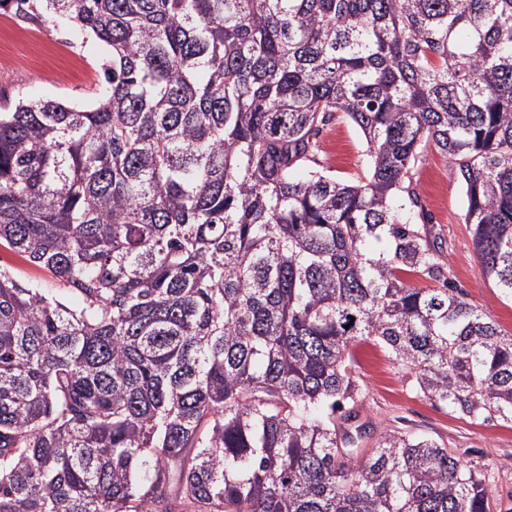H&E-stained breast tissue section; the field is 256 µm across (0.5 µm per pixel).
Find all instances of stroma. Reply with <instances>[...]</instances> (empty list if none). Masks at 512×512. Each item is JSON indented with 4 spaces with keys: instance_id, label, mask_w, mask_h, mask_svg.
I'll return each instance as SVG.
<instances>
[{
    "instance_id": "35a3bbf8",
    "label": "stroma",
    "mask_w": 512,
    "mask_h": 512,
    "mask_svg": "<svg viewBox=\"0 0 512 512\" xmlns=\"http://www.w3.org/2000/svg\"><path fill=\"white\" fill-rule=\"evenodd\" d=\"M106 47L79 29L47 19L31 21L0 8V94L19 100L58 99L83 109L104 86ZM325 175L339 182L363 178L365 144L348 119L337 118L319 136ZM420 201L439 237L449 281L467 301L512 334V299L484 279L471 227L463 221L464 194L447 156L429 149L414 176ZM359 422L375 433L402 431L444 444L489 480L502 512H512V424L473 421L433 405L411 386L405 371L372 342L352 350Z\"/></svg>"
}]
</instances>
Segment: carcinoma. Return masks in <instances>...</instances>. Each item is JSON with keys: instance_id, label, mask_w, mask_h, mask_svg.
<instances>
[{"instance_id": "carcinoma-1", "label": "carcinoma", "mask_w": 512, "mask_h": 512, "mask_svg": "<svg viewBox=\"0 0 512 512\" xmlns=\"http://www.w3.org/2000/svg\"><path fill=\"white\" fill-rule=\"evenodd\" d=\"M6 2L109 57L93 106L0 112V248L78 299L0 266V512H495L445 446L360 454L336 412L369 340L429 400L512 423V336L412 221L432 144L512 297V0ZM338 114L356 184L321 171ZM323 174L338 182L363 178L367 172L365 144L360 131L348 119L336 118L319 136Z\"/></svg>"}]
</instances>
